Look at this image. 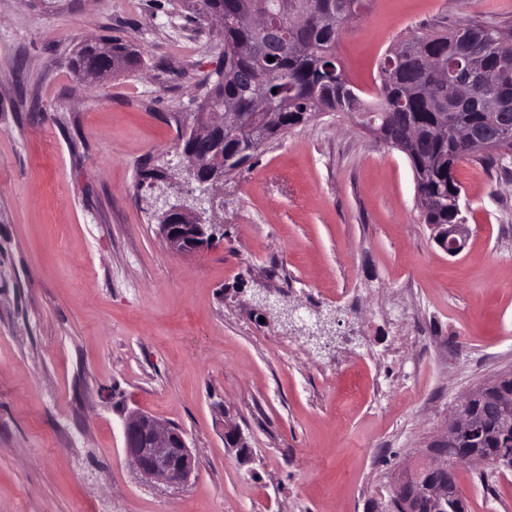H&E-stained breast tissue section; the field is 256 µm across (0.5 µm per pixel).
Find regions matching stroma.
<instances>
[{"label": "stroma", "mask_w": 512, "mask_h": 512, "mask_svg": "<svg viewBox=\"0 0 512 512\" xmlns=\"http://www.w3.org/2000/svg\"><path fill=\"white\" fill-rule=\"evenodd\" d=\"M194 2L0 0V512H388L463 398L512 371V157L458 166L451 257L406 156L325 112L225 176L223 241L168 249L137 185L176 166L168 115L224 64ZM470 18L512 23V0H372L336 56L370 99L393 44ZM102 35L142 63L88 85L71 58ZM266 294L338 311L335 340L311 349ZM133 409L185 432L187 483L126 459ZM454 475L468 512H512V467Z\"/></svg>", "instance_id": "35a3bbf8"}]
</instances>
